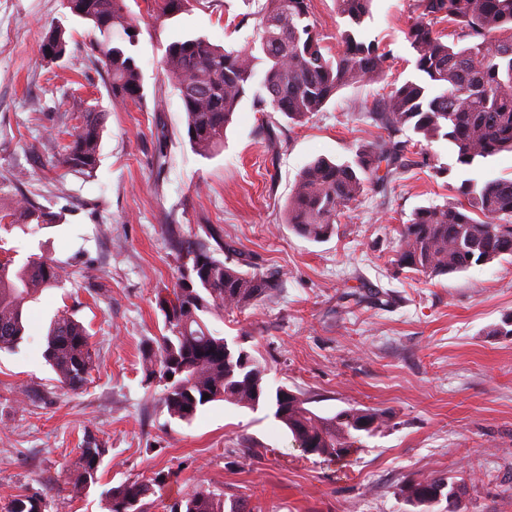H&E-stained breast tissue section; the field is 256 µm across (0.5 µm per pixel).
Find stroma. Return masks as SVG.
Instances as JSON below:
<instances>
[{
    "label": "stroma",
    "mask_w": 512,
    "mask_h": 512,
    "mask_svg": "<svg viewBox=\"0 0 512 512\" xmlns=\"http://www.w3.org/2000/svg\"><path fill=\"white\" fill-rule=\"evenodd\" d=\"M130 10L146 97L116 109L89 54V28L62 0H0V216L25 197L49 214L44 224L0 227V258L20 266L41 256L64 269L59 286L28 304L18 349L0 352V512L35 491L47 512H107L110 488L159 472L168 479L146 512H169L202 482L256 512H412L401 484L434 472L465 481L461 512H512V336L497 333L512 321V260L433 279L392 265L416 209L453 202L468 178H512V154L466 167L446 141L408 130L402 173L369 187L333 235L314 242L286 222L301 168L319 156L353 159L383 136L368 116L373 101L417 77L406 38L413 0H373L360 29L390 52L383 80L347 86L296 123L243 101L223 149L206 158L186 138L165 50L189 35L240 48L259 23L256 0H202L161 24L143 5ZM57 23L71 53L46 62L39 45ZM90 105L110 115L97 169L75 175L56 147ZM173 231L230 243L276 276L271 300L205 318L266 367L269 390L303 392L326 417L382 409L388 427L330 461L304 454L269 402L254 411L213 402L192 421L170 418L142 348L163 331L157 293L184 263L169 245ZM63 312L83 322L97 354L77 391L62 388L43 358L49 324ZM88 440L104 453L96 483L74 498L68 480Z\"/></svg>",
    "instance_id": "obj_1"
}]
</instances>
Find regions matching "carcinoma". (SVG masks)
Here are the masks:
<instances>
[{"label":"carcinoma","mask_w":512,"mask_h":512,"mask_svg":"<svg viewBox=\"0 0 512 512\" xmlns=\"http://www.w3.org/2000/svg\"><path fill=\"white\" fill-rule=\"evenodd\" d=\"M200 0H143L146 13L164 22L190 10ZM373 0H336V12L347 22L339 49L322 45L311 20V0H264L258 10L260 41L240 49H225L203 36L171 41L165 50L166 77L177 89L185 112L186 134L194 151L208 157L224 145V134L239 105L247 98L260 112H280L301 121L342 88L374 84L385 72L388 52L355 36L370 17ZM418 15L407 38L416 55L419 77L393 86L374 100L368 117L387 137L362 146L353 161L318 157L300 171L288 200L287 221L299 234L321 241L335 230L336 218L371 184L384 185L399 168L395 137L410 129L426 141L445 140L457 162L471 166L502 152H512V0H414ZM69 12L92 24L99 36L91 41L96 61L109 80L112 105L139 104L144 99L143 75L132 47L137 23L125 0H66ZM446 21L456 28L449 42L433 26ZM52 48L57 58L67 53L66 31L59 25L45 33L39 52ZM106 112L95 106L59 152L68 172H92L99 161ZM458 200L418 208L403 225L397 251L399 269L427 277L465 271L512 257V179H465ZM41 206L26 197L13 221L42 222ZM172 249L192 258L168 295L164 335L143 353L147 376L163 386L162 404L170 417L192 420L200 407L224 401L255 409L268 398L266 369L244 350H232L224 337L210 331L205 315L245 311L272 297L274 276L242 271L214 257L204 240L190 242L171 236ZM62 268L33 257L17 267L0 259V350L13 351L24 338L26 306L45 288L58 286ZM44 358L70 390L81 389L95 362L87 328L70 315L51 322ZM209 395L203 399V395ZM274 416L298 445L312 454L345 458L362 447L363 436L379 432L390 422L376 408H350L332 417L312 411L305 394L276 389ZM104 449L94 441L81 449L69 480L72 497L84 495L96 483ZM157 476L128 481L108 491V512H143ZM457 490L448 498V512H460L464 485L444 475L415 474L399 494L419 512H428L422 495L429 488ZM38 494H22L9 512H45ZM169 512H253L244 498L199 484L177 499Z\"/></svg>","instance_id":"1"}]
</instances>
